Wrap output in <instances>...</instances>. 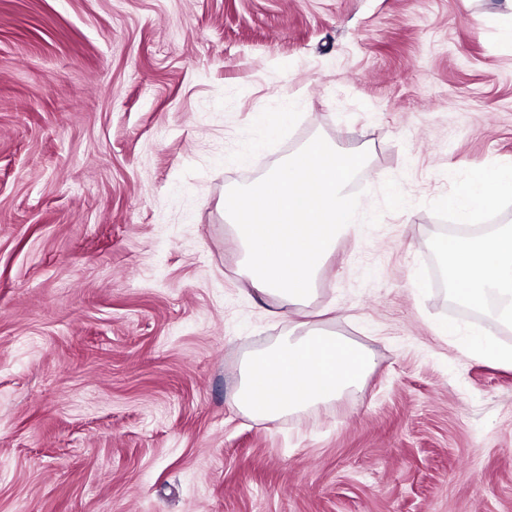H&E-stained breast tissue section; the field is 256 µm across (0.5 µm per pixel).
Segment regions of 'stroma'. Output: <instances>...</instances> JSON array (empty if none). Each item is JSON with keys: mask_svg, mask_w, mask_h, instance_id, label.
Masks as SVG:
<instances>
[{"mask_svg": "<svg viewBox=\"0 0 512 512\" xmlns=\"http://www.w3.org/2000/svg\"><path fill=\"white\" fill-rule=\"evenodd\" d=\"M504 8L0 0V512H512V368L469 348L512 328L430 244L512 164ZM316 139L364 155L368 207L309 310L375 365L254 420L238 365L286 325L224 197ZM512 195V167L498 168L470 177L448 197V209L455 223H473L477 214L492 212Z\"/></svg>", "mask_w": 512, "mask_h": 512, "instance_id": "1", "label": "stroma"}]
</instances>
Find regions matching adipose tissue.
Returning a JSON list of instances; mask_svg holds the SVG:
<instances>
[{
    "label": "adipose tissue",
    "instance_id": "1",
    "mask_svg": "<svg viewBox=\"0 0 512 512\" xmlns=\"http://www.w3.org/2000/svg\"><path fill=\"white\" fill-rule=\"evenodd\" d=\"M363 158L320 140L263 180L227 195L224 207L252 293L274 297L286 311L285 336L245 357L236 405L246 416L274 421L360 391L374 364L367 348L308 321L307 308L327 256L338 239L361 234L365 206L349 190ZM512 195V167L470 177L448 198L456 223L495 211ZM444 259L460 301L480 305L496 296V320L512 325V227L489 236H442Z\"/></svg>",
    "mask_w": 512,
    "mask_h": 512
}]
</instances>
